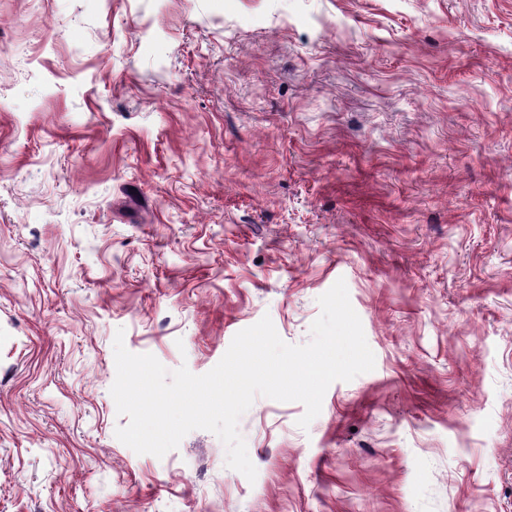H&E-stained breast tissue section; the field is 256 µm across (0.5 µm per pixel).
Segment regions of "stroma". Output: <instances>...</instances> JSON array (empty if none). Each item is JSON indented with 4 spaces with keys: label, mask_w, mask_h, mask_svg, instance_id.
I'll return each mask as SVG.
<instances>
[{
    "label": "stroma",
    "mask_w": 512,
    "mask_h": 512,
    "mask_svg": "<svg viewBox=\"0 0 512 512\" xmlns=\"http://www.w3.org/2000/svg\"><path fill=\"white\" fill-rule=\"evenodd\" d=\"M344 280L375 356L115 436L113 342L211 370ZM0 512H512V0H0Z\"/></svg>",
    "instance_id": "stroma-1"
}]
</instances>
